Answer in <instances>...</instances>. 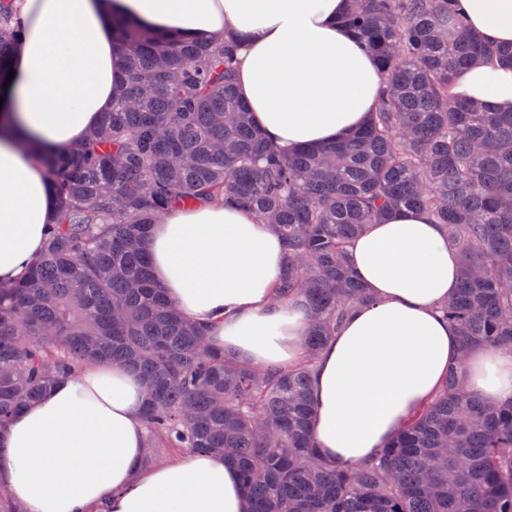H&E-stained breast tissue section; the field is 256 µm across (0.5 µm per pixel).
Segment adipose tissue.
<instances>
[{
  "mask_svg": "<svg viewBox=\"0 0 512 512\" xmlns=\"http://www.w3.org/2000/svg\"><path fill=\"white\" fill-rule=\"evenodd\" d=\"M471 32L512 43V0H462ZM348 0H13L24 33L0 94V284L42 250L57 206L39 153L83 142L111 111L124 70L112 19L209 40L234 32L238 90L266 139L292 150L350 135L378 103L382 78L340 19ZM512 112V67L487 61L450 88ZM154 281L210 342L250 364L293 367L310 321L272 296L284 249L272 225L220 203L172 209L146 241ZM348 261L371 303L355 308L321 351L309 393L319 455L332 465L374 457L429 405L457 364L459 338L440 305L459 280L443 225L403 210L368 225ZM466 390L512 399V349L473 347ZM145 389L126 368L95 365L58 381L0 430V482L24 512H247L223 455L142 466Z\"/></svg>",
  "mask_w": 512,
  "mask_h": 512,
  "instance_id": "adipose-tissue-1",
  "label": "adipose tissue"
}]
</instances>
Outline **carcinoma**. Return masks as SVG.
Masks as SVG:
<instances>
[{
	"instance_id": "1",
	"label": "carcinoma",
	"mask_w": 512,
	"mask_h": 512,
	"mask_svg": "<svg viewBox=\"0 0 512 512\" xmlns=\"http://www.w3.org/2000/svg\"><path fill=\"white\" fill-rule=\"evenodd\" d=\"M342 22L383 86L368 124L288 153L268 143L236 87L238 45L112 18L123 89L82 143L43 155L59 219L29 274L0 285V427L53 383L95 363L142 381L143 465L216 453L238 469L248 512H512V399L476 402L463 367L372 460L315 452L310 373L349 312L372 301L350 241L403 209L448 227L460 258L442 307L462 352L512 348V112L448 93L512 47L471 35L461 0H350ZM21 27L0 0V76ZM217 201L278 229L277 302L311 327L294 368L213 347L156 288L145 242L173 206Z\"/></svg>"
}]
</instances>
